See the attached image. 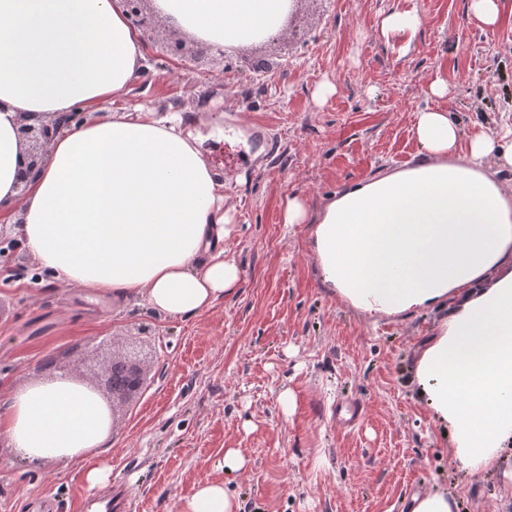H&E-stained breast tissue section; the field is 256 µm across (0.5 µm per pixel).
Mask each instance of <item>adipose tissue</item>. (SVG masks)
Segmentation results:
<instances>
[{
    "instance_id": "1",
    "label": "adipose tissue",
    "mask_w": 512,
    "mask_h": 512,
    "mask_svg": "<svg viewBox=\"0 0 512 512\" xmlns=\"http://www.w3.org/2000/svg\"><path fill=\"white\" fill-rule=\"evenodd\" d=\"M292 0H153L176 30L214 50L279 32ZM146 48L119 0H0V222L56 281L157 313L190 317L234 293L230 206L181 116L120 106ZM111 117H102L105 106ZM81 109L25 190L19 120ZM421 158L349 185L317 211L282 200L286 224L312 227L323 284L372 320L446 309L415 360L419 396L475 474L512 446V126L468 137L445 109L414 115ZM109 411L64 375L11 392L0 438L28 464L86 460L111 436ZM180 512H238L223 483Z\"/></svg>"
}]
</instances>
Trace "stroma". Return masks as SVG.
Wrapping results in <instances>:
<instances>
[{
    "label": "stroma",
    "mask_w": 512,
    "mask_h": 512,
    "mask_svg": "<svg viewBox=\"0 0 512 512\" xmlns=\"http://www.w3.org/2000/svg\"><path fill=\"white\" fill-rule=\"evenodd\" d=\"M404 7L424 19L408 46L380 32ZM501 7L491 29L468 0H294L271 39L184 61L163 59L178 32L160 23L123 102L182 113L198 137L233 208L224 248L240 284L195 316H162L53 280L17 245L16 225L0 223V400L58 372L91 382V359L130 347L146 371L93 461L32 466L0 440V512L44 497L79 512L92 466L138 512H179L207 481L240 512H406L424 489L447 491L459 512H512V447L497 469L467 473L413 381L445 310L365 318L322 284L311 225L285 230L280 208L297 195L316 210L378 170L414 164L423 108L446 109L465 132L477 120L492 132L512 124V0ZM257 58L271 71H253ZM437 76L441 100L428 90ZM352 397L366 412L345 429L334 412ZM230 448L241 470H225Z\"/></svg>",
    "instance_id": "obj_1"
}]
</instances>
